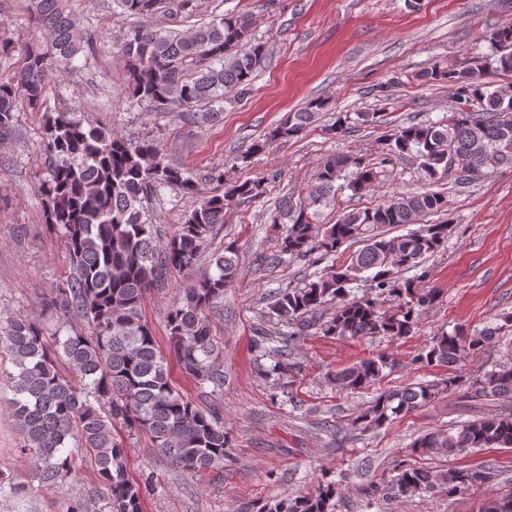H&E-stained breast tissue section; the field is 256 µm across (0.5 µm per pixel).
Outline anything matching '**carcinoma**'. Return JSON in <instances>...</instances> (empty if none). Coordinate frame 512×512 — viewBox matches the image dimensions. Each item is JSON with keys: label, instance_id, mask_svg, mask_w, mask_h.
<instances>
[{"label": "carcinoma", "instance_id": "carcinoma-1", "mask_svg": "<svg viewBox=\"0 0 512 512\" xmlns=\"http://www.w3.org/2000/svg\"><path fill=\"white\" fill-rule=\"evenodd\" d=\"M33 40L20 68L0 78V139L11 134L20 105L46 111L42 140L45 173L38 190L43 222L59 233L68 252L71 272L44 297L43 306L59 314L47 327L34 318H0V350L9 355L12 375L11 410L25 437L21 453L44 482L65 483L74 471L69 442L93 454L97 485L70 502L67 512H143L144 496L153 477L137 482L127 470V448L115 426L143 435L153 448L184 474L202 476L224 471L230 448L224 417L216 404L201 405L172 383L168 359L151 327L142 318L147 292L164 281L171 269L195 267L202 259L214 225L241 202L264 194L254 180L224 184V192L197 200L169 238L157 240L145 218L143 203L165 189L185 196L199 194L198 183L170 164L152 139L132 141L92 125L74 112L47 111V89L92 45V35L68 11V0H25ZM119 15L136 19L121 42V57L133 98L153 112L179 110L203 119L216 113L224 93L244 94L269 50L255 36L248 13H226L188 29H175L158 16L177 18L197 13L199 0H113ZM491 54L464 66L437 64L420 72L424 83H445L456 103L447 120L425 121L388 134L377 159L358 153L331 154L320 161L306 192L288 200L269 217L277 241L273 264L285 257L303 259L314 252L335 254L346 243L363 247L343 264L314 273L300 288H280L259 315L255 351L273 361L269 374L291 368L286 347L314 334L360 338H403L413 333L421 315L432 307L438 291L426 285L427 257L448 241L451 226L424 224V217L447 210V195L426 189L399 192L373 207L344 212L334 224L316 230L322 208L337 205V193L369 192L380 182L384 167L409 157L429 183L452 177L475 181L488 170L512 166V96L504 95L491 75L512 72V23L489 35ZM323 104L309 103L288 113L263 142L301 137L318 121ZM376 123L374 112H339L333 130ZM415 224L408 233L390 237L389 226ZM214 271L182 290L167 316V332L182 371L199 386L224 385L212 333L224 290L238 276V251L233 244L212 255ZM416 270L411 278L402 272ZM369 282L374 297L354 294ZM336 301V312L323 321L318 311ZM512 326L491 323L474 335L443 332L416 354L418 363L454 365L482 349ZM70 373L61 371L59 364ZM393 360L387 353L364 359L332 374L337 387L358 393L384 377ZM467 385L475 398L512 396V363L465 381L450 376L379 394L359 410L351 426L379 430L426 405L444 390ZM474 448H512V413L456 424L427 432L411 445L420 458L450 456ZM496 478L486 465L430 470L407 464L387 484L369 482L367 500H393L444 489L452 498L478 490ZM342 483L317 481L312 493L272 498L248 512H335ZM482 512H512V492L485 500Z\"/></svg>", "mask_w": 512, "mask_h": 512}]
</instances>
